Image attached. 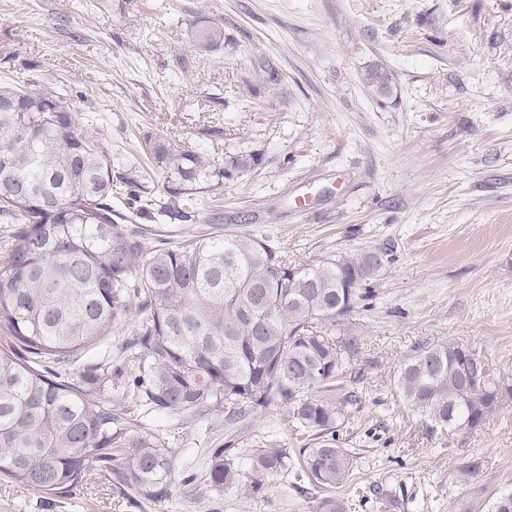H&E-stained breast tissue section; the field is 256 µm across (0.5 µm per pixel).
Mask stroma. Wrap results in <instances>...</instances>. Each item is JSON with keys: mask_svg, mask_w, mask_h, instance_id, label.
Listing matches in <instances>:
<instances>
[{"mask_svg": "<svg viewBox=\"0 0 512 512\" xmlns=\"http://www.w3.org/2000/svg\"><path fill=\"white\" fill-rule=\"evenodd\" d=\"M214 23L223 48L199 51L194 28ZM374 63L394 75L389 97L364 82ZM31 79L63 94L113 173L141 171L157 230L263 236L301 264L388 252L336 327L360 338L361 402L341 431L353 476L337 491L350 512H490L512 491V398L448 436L395 386L417 352L454 343L512 389V0H0V85ZM158 136L224 173L173 226L143 152ZM112 397L173 450L169 498L135 503L106 483L58 498L0 476V512H315L324 496L296 469L252 496L183 483L228 443L244 473L251 448L303 447L286 409L240 436L217 413Z\"/></svg>", "mask_w": 512, "mask_h": 512, "instance_id": "obj_1", "label": "stroma"}]
</instances>
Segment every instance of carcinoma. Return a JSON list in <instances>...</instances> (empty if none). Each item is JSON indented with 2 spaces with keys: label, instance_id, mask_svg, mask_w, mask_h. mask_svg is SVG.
<instances>
[{
  "label": "carcinoma",
  "instance_id": "carcinoma-1",
  "mask_svg": "<svg viewBox=\"0 0 512 512\" xmlns=\"http://www.w3.org/2000/svg\"><path fill=\"white\" fill-rule=\"evenodd\" d=\"M204 52L224 45V27L193 31ZM386 97L392 73L375 64L364 75ZM0 87V474L16 484L67 497L97 476L119 493L147 501L170 496L173 450L125 418L112 387L144 406L222 413L243 423L285 407L310 442L290 451L253 449L240 472L235 449H211L198 491L237 487L251 495L294 458L323 489L349 483L353 456L340 429L357 392L341 380L359 337L338 340L347 317L376 279L366 253L306 265L288 260L265 238L218 233L162 247L145 228L112 222V160L80 128L60 94ZM167 174L160 213L188 218L213 163L163 139L147 142ZM132 322L118 345L131 368L112 364V333ZM101 348L93 361L84 350ZM478 357L454 343L420 351L397 378L405 404L431 432L481 425L500 401L493 372L468 366ZM334 495L317 512H348Z\"/></svg>",
  "mask_w": 512,
  "mask_h": 512
}]
</instances>
